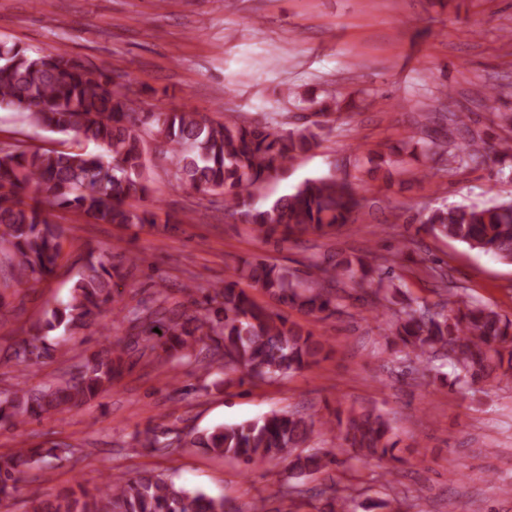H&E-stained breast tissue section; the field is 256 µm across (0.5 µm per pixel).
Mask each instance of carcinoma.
Returning <instances> with one entry per match:
<instances>
[{
  "instance_id": "cac0c4a2",
  "label": "carcinoma",
  "mask_w": 512,
  "mask_h": 512,
  "mask_svg": "<svg viewBox=\"0 0 512 512\" xmlns=\"http://www.w3.org/2000/svg\"><path fill=\"white\" fill-rule=\"evenodd\" d=\"M93 66L65 49L32 55L18 44L0 43V106L19 109L32 126L57 134L73 133L74 146L64 150L0 148V254L10 281L37 285L52 275L62 256L64 228L51 219L50 209L70 208L103 224H155L156 215L138 210L130 200L149 193L148 144L168 147L173 178L202 194L224 195V218L253 226L265 240L287 241L307 232L338 233L355 221L364 206L354 184L334 175L308 177L292 191L258 206L253 189L282 175L295 158L318 145L332 131L330 106L315 100L309 108L316 119L301 126L286 122L247 121L239 115L210 121L186 110L150 111L133 97L128 80ZM463 112L446 119L461 142L445 146L438 134L416 142L413 153L424 160L447 157L448 170L466 169L490 159L483 133L466 122ZM102 152L90 153L82 142ZM432 233L467 245L512 265V200L483 205H442L418 217ZM342 276L382 310L386 331L401 343L410 372L435 377L436 365L452 367L448 386L481 389L512 381V319L455 288L448 274L425 265L422 273L446 296L448 309L436 310L402 288L393 266L369 257L341 262ZM241 276L279 304L316 320L343 312L344 296L336 274L317 259L308 271L292 270L266 258L244 262ZM376 287L364 288V283ZM112 266L89 262L67 300L51 310L44 329H64L56 345L95 324L112 301ZM125 319L142 337L141 356L165 358L177 367L224 361V368L244 370L250 379L275 382L308 369L328 354V340L310 327L291 322L257 302L239 281L226 280L190 310L167 307V296L156 291L152 304L138 302ZM46 350L45 337L28 336L22 345L5 349L17 368L12 389L0 392V423L17 431L32 418L71 411L112 388L122 367L124 350L111 347L91 355L75 371L53 384L28 385V369ZM336 433V447L311 448L315 426ZM215 456L246 466L275 460L288 462L292 479L311 476L332 466L372 457L392 473L398 440L384 413L336 408L318 421L300 413H271L237 424L199 432L189 440ZM59 445L19 448L0 455V505L14 498L24 470L46 458L58 459ZM30 512H224V498L192 490L169 474L147 472L125 481L101 484L91 493L82 484L53 499L33 490Z\"/></svg>"
}]
</instances>
